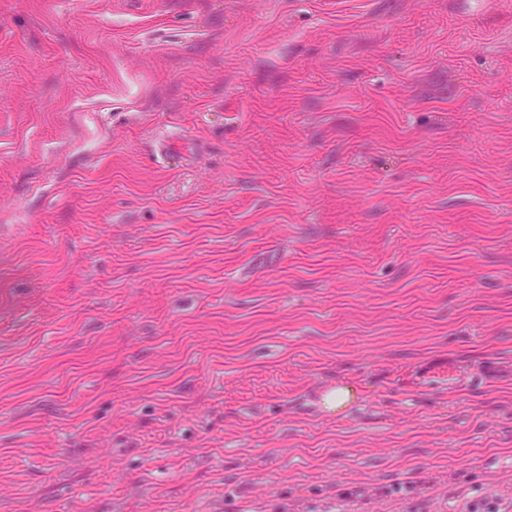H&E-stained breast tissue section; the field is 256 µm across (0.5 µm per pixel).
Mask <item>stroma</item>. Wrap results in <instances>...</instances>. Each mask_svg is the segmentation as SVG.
I'll return each instance as SVG.
<instances>
[{"label": "stroma", "mask_w": 512, "mask_h": 512, "mask_svg": "<svg viewBox=\"0 0 512 512\" xmlns=\"http://www.w3.org/2000/svg\"><path fill=\"white\" fill-rule=\"evenodd\" d=\"M340 506L512 512V0H0V512ZM356 395V389L353 386L340 385L323 393L320 402L326 411L337 414L353 402Z\"/></svg>", "instance_id": "obj_1"}]
</instances>
